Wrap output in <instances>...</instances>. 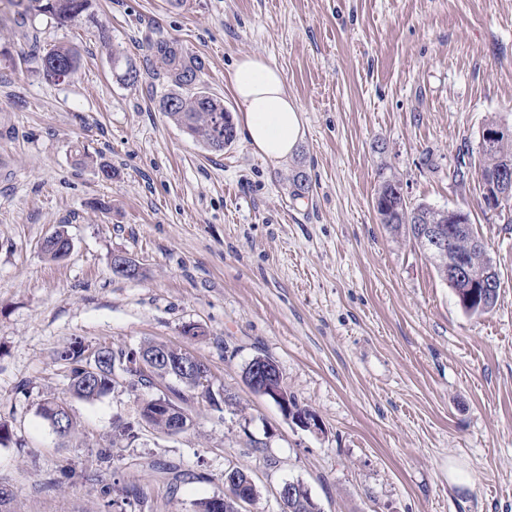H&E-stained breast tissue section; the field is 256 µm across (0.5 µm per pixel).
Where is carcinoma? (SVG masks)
Listing matches in <instances>:
<instances>
[{
    "label": "carcinoma",
    "mask_w": 512,
    "mask_h": 512,
    "mask_svg": "<svg viewBox=\"0 0 512 512\" xmlns=\"http://www.w3.org/2000/svg\"><path fill=\"white\" fill-rule=\"evenodd\" d=\"M14 7L10 22L18 28L26 26L32 15H43L60 26L76 25L90 8L91 0H10ZM150 55L155 58L164 71L169 83L168 93L160 100V109L179 126L188 136L204 148L219 152L232 143L236 129L231 113L224 108V100L216 97L205 86L202 75L205 61L198 55L184 50L179 44L169 41H156L147 44ZM34 60L43 77L56 82V76L63 69H76L79 56L76 50L63 45L36 47ZM112 70L117 79L126 85L139 82L140 73L125 59L123 52L112 51ZM481 180L500 170H512V136L504 137L495 147L485 150L478 147ZM292 193L302 196L309 191V178L305 171L298 170L289 178ZM374 208L380 223L394 232H403L414 244H419L415 233V220L419 217L432 224L441 221L447 209L425 203L411 204L401 192L399 182L392 176L381 175L376 193ZM460 224L465 226L458 241V251L463 255L473 271V277L467 280L450 281L461 308L470 315H482L490 311L498 298L499 273L490 257L486 243L475 232L470 214L462 215ZM66 362L69 366V391L72 395L84 399H98L120 383L112 377L111 368L102 370L97 384L84 383L83 360L80 352L73 349ZM134 437L133 425L115 427L110 447L98 450L99 466L112 464L111 448ZM309 489L299 484V491L289 503L291 512H310L308 502Z\"/></svg>",
    "instance_id": "1"
}]
</instances>
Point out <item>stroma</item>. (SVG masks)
<instances>
[{
	"instance_id": "obj_1",
	"label": "stroma",
	"mask_w": 512,
	"mask_h": 512,
	"mask_svg": "<svg viewBox=\"0 0 512 512\" xmlns=\"http://www.w3.org/2000/svg\"><path fill=\"white\" fill-rule=\"evenodd\" d=\"M32 23L0 27L12 56L0 62L9 512H106L105 482L139 490L131 512H193L223 495L233 464L257 487L250 512H278L288 480L323 512H512V224L482 208L475 174L452 177L489 120L512 127V0H92L77 25ZM159 40L200 55L231 111L239 57L277 67L305 129L293 158L274 169L241 137L221 152L194 143L160 109L168 87L146 50ZM36 43L77 51L67 82L37 72ZM114 48L137 84L117 80ZM299 168L311 179L302 198L288 182ZM383 172L412 204L470 212L500 275L489 313L466 315L423 251L380 224ZM58 229L72 249L53 260L41 245ZM116 252L142 277L113 273ZM190 324L200 336L184 335ZM148 340L190 351L234 404L188 391L186 432L140 427L115 446V427L178 381L88 402L68 392L59 354ZM257 356L277 363L321 431L247 387ZM46 399L69 405L74 436L39 415ZM452 461L468 486H449Z\"/></svg>"
}]
</instances>
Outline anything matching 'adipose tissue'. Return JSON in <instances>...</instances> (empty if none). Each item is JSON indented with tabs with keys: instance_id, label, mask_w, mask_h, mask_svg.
<instances>
[{
	"instance_id": "adipose-tissue-1",
	"label": "adipose tissue",
	"mask_w": 512,
	"mask_h": 512,
	"mask_svg": "<svg viewBox=\"0 0 512 512\" xmlns=\"http://www.w3.org/2000/svg\"><path fill=\"white\" fill-rule=\"evenodd\" d=\"M237 123L254 154L278 166L293 156L304 136L302 116L278 69L262 57L240 58L229 75Z\"/></svg>"
}]
</instances>
